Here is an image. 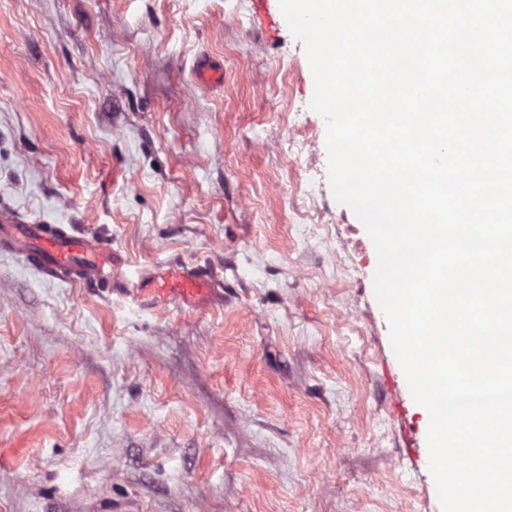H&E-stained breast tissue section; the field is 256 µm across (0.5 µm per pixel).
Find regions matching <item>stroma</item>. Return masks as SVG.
Wrapping results in <instances>:
<instances>
[{"instance_id":"1","label":"stroma","mask_w":512,"mask_h":512,"mask_svg":"<svg viewBox=\"0 0 512 512\" xmlns=\"http://www.w3.org/2000/svg\"><path fill=\"white\" fill-rule=\"evenodd\" d=\"M313 89L278 0H0V208L117 271L110 295L0 250V512L438 507ZM161 264L220 297L128 296Z\"/></svg>"}]
</instances>
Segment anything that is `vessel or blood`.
<instances>
[{"label": "vessel or blood", "mask_w": 512, "mask_h": 512, "mask_svg": "<svg viewBox=\"0 0 512 512\" xmlns=\"http://www.w3.org/2000/svg\"><path fill=\"white\" fill-rule=\"evenodd\" d=\"M0 247L22 253L28 264L67 284L111 287L112 247L100 236L65 224L32 220L12 208L0 209ZM208 281L193 270L155 272L141 299L158 304L172 299L194 303L212 295Z\"/></svg>", "instance_id": "vessel-or-blood-1"}]
</instances>
